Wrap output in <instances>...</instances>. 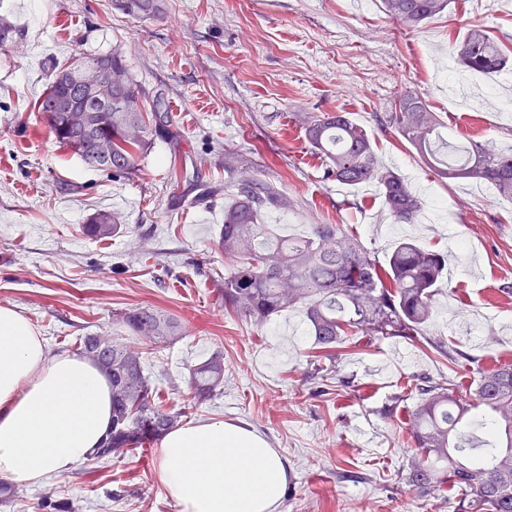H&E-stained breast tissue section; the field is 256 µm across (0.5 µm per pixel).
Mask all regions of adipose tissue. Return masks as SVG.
<instances>
[{
  "label": "adipose tissue",
  "instance_id": "1",
  "mask_svg": "<svg viewBox=\"0 0 512 512\" xmlns=\"http://www.w3.org/2000/svg\"><path fill=\"white\" fill-rule=\"evenodd\" d=\"M112 426L108 376L49 354L18 311L0 307V475L32 484L94 455ZM158 473L181 512H276L288 463L250 427L221 420L168 432Z\"/></svg>",
  "mask_w": 512,
  "mask_h": 512
}]
</instances>
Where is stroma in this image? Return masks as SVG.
I'll use <instances>...</instances> for the list:
<instances>
[{"instance_id":"stroma-1","label":"stroma","mask_w":512,"mask_h":512,"mask_svg":"<svg viewBox=\"0 0 512 512\" xmlns=\"http://www.w3.org/2000/svg\"><path fill=\"white\" fill-rule=\"evenodd\" d=\"M164 16L132 19L112 0H0L21 37L0 49V307L23 314L53 352L112 333L142 305L175 317L183 334L144 363L188 419L244 422L288 462L280 512H449L438 494L400 480L412 454L410 377L472 387L479 370L512 361V201L488 186L437 177L379 117L403 91L436 112L450 142L512 149V70L464 72L451 46L482 23L512 45V0H453L420 29L388 17L380 0H166ZM120 50L147 100L171 113L123 176L87 167L59 144L36 99L55 66ZM312 112H347L376 154L423 191L418 221L398 224L377 184L323 177L305 140ZM242 155L289 205L265 213L282 236L346 224L378 260L413 241L447 253L448 276L424 333L462 351L451 362L403 337L342 349L337 377L318 388L301 311L255 324L228 313L216 244L224 208V153ZM122 217L114 236H88L96 212ZM224 351V393L194 404L188 368ZM157 451L89 459L20 486L0 512H41L44 494L77 512H180L157 475Z\"/></svg>"}]
</instances>
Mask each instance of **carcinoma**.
<instances>
[{"instance_id":"obj_1","label":"carcinoma","mask_w":512,"mask_h":512,"mask_svg":"<svg viewBox=\"0 0 512 512\" xmlns=\"http://www.w3.org/2000/svg\"><path fill=\"white\" fill-rule=\"evenodd\" d=\"M385 13L409 30L444 12L450 0H382ZM113 6L139 19L165 13V0H114ZM453 54L467 72L490 76L512 66L489 30L473 25L457 38ZM101 66V94L112 101L110 112H86L75 81L83 64ZM81 112H63L65 101ZM56 141L86 165L125 174L136 157L165 127L168 113L147 102L124 56L116 51L82 53L57 69L36 102ZM381 126L409 143L438 176L476 180L512 200V151L471 141L454 146L426 102L402 92L382 116ZM309 146L328 160L326 178L341 185L372 182L381 190L385 209L399 224L418 218L421 201L405 178L383 166L367 132L347 112H315L304 128ZM224 173L231 179L234 201L224 208V227L217 248L230 261L224 274V309L262 323L290 308L305 311L316 355L312 376L338 373L339 349L358 336L368 340L422 336L435 296L448 271L446 254L412 241L399 243L382 265L351 230L340 224H313L303 238H287L263 223V213L288 207L278 187L250 173L242 156L224 153ZM121 217L99 211L86 231L112 237ZM117 325L134 337L90 334L76 344L112 383V432L95 457L110 458L137 451L160 440L181 422L184 412L156 401L145 371L142 350L162 346L181 335L178 320L151 306L117 315ZM189 385L199 402L224 394V352L216 349L193 365ZM417 396L410 410L413 454L401 472L413 490L429 494L443 487L456 493V512H512V362H500L480 373L469 392L451 387L446 378L418 376L411 384ZM489 414L486 437L466 431L477 414Z\"/></svg>"}]
</instances>
